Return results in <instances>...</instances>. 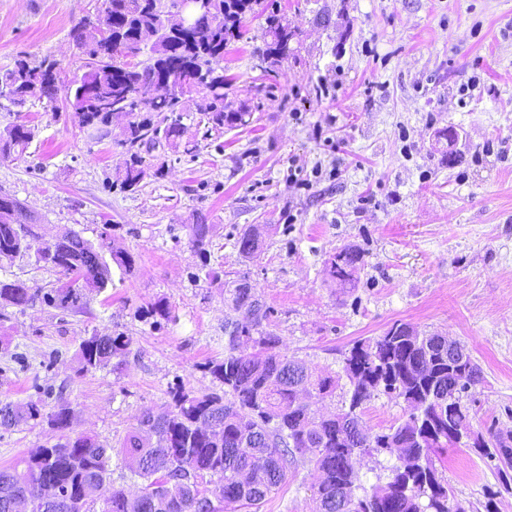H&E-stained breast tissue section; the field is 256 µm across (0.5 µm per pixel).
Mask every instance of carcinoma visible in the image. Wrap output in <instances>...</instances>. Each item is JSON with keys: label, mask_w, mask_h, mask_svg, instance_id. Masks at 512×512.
Here are the masks:
<instances>
[{"label": "carcinoma", "mask_w": 512, "mask_h": 512, "mask_svg": "<svg viewBox=\"0 0 512 512\" xmlns=\"http://www.w3.org/2000/svg\"><path fill=\"white\" fill-rule=\"evenodd\" d=\"M261 0H208L206 10L190 23L177 13V0H103L97 20L110 36L92 40L88 22H80L73 39L87 57L80 78L59 86L57 63L38 65L19 59L0 70V95L9 105L22 107L32 100H56L58 91L79 126L91 136L122 128L129 158L117 172L116 183L135 193L148 175L144 150L166 143L180 148L184 113L194 110L209 131L246 126L252 112L224 103V75L218 72L228 47L242 37V21L256 13ZM294 32L279 11L266 17L263 47L257 49L273 71L288 59ZM148 62H128L143 50ZM170 83V94L141 104L132 99L140 84ZM107 109H99L101 102ZM34 138L25 124H12L0 134V153L24 155ZM192 247L201 259L194 280H218L208 257L215 225L200 216L188 225ZM34 217L19 199L0 194V265L23 259L35 251L36 263L68 281L44 294L46 304L82 312L90 299L112 284V267L124 275L135 260L115 246L106 231L93 243L70 231L58 242L34 247ZM260 232L245 229L236 241L241 254L260 248ZM364 266L363 251L340 249L327 261L330 278L353 288ZM36 294L18 280H0V304L24 308ZM224 301L236 313L224 321V359L206 370L224 386V394L196 393L181 384L169 391L170 402L158 411L147 409L123 440L118 455L130 477L145 486L135 495L112 487L100 512H236L257 506L278 488L289 467L312 466L317 473L313 494L320 512H455L448 483L432 454L458 446L448 431L473 429L462 395L483 383L482 370L467 358L464 372L448 363V347L439 336L410 323L396 321L382 334L355 341L346 350L344 374L349 382L348 406L324 415L316 402L336 389L330 376H313L305 364L279 350L280 338L264 329L274 310L256 296L245 279L224 282ZM139 318L159 328L172 320L170 305L159 299L139 310ZM130 338L122 333L95 332L81 340L76 352L79 372L121 365ZM383 393L403 401L407 412L386 432L367 435L360 408ZM12 428L36 420L42 408L35 402L0 404ZM73 410L67 404L47 415L60 432L57 443L32 449L13 465L0 469V512H13L23 499L28 512L44 507L45 489L56 488L61 507L56 512H91L99 487L110 482L112 449L72 429ZM386 449L400 452L402 461L390 468L388 481L362 489L354 469L356 456ZM495 463L504 489L512 488V444L494 437L492 446L477 449Z\"/></svg>", "instance_id": "cac0c4a2"}]
</instances>
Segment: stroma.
Instances as JSON below:
<instances>
[{"label": "stroma", "instance_id": "stroma-1", "mask_svg": "<svg viewBox=\"0 0 512 512\" xmlns=\"http://www.w3.org/2000/svg\"><path fill=\"white\" fill-rule=\"evenodd\" d=\"M297 36L274 73L256 53L264 15L248 16L224 57L226 99L246 105L245 127L207 132L185 118L195 154L160 146L154 175L120 191L126 158L119 131L90 137L65 99L0 111L35 137L24 155H0V192L25 204L45 238L66 231L97 239L113 226L135 259L132 275L73 314L35 301L0 308V403H69L73 428L120 448L171 386L219 391L205 370L224 357L223 281L248 279L275 310L268 328L287 354L336 379L320 412L347 397L342 353L394 321L456 339L481 367L465 403L475 431L512 432V0H274ZM102 0H0V69L18 57L56 60L65 82L86 59L72 30ZM300 173L310 185L289 182ZM206 216L216 233L210 264L220 283L195 282L200 259L189 224ZM258 227L262 246L235 242ZM364 254L352 288L326 262L343 247ZM166 300L173 321L154 329L140 307ZM131 339L119 369L82 373L76 350L93 332ZM402 401L377 394L361 408L378 433L397 425ZM59 433L37 419L0 428V468ZM436 466L451 500L468 512H512L492 462L447 448ZM309 465L289 468L259 512H319Z\"/></svg>", "mask_w": 512, "mask_h": 512}]
</instances>
